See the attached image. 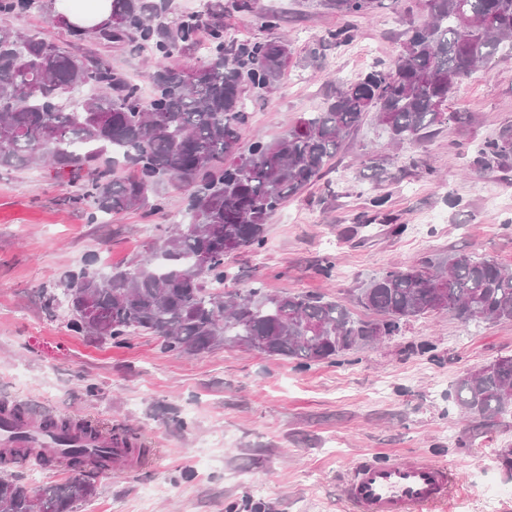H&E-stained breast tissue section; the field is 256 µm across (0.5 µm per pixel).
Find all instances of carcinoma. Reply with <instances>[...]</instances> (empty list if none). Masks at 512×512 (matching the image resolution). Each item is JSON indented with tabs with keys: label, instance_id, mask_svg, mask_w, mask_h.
Instances as JSON below:
<instances>
[{
	"label": "carcinoma",
	"instance_id": "carcinoma-1",
	"mask_svg": "<svg viewBox=\"0 0 512 512\" xmlns=\"http://www.w3.org/2000/svg\"><path fill=\"white\" fill-rule=\"evenodd\" d=\"M341 17L367 14L375 0H321ZM169 0H112L107 22L90 30L65 21L75 41L104 45L140 41L156 60L149 103L139 85L97 55L78 56L40 33L0 27V168L45 163L56 176L86 173L70 202L91 215L132 208L164 209L150 199L164 183L190 191V223L178 224L149 259L109 273L99 288H86L88 305L70 302L69 331L99 336L129 348L139 332L162 340L165 350L201 353L238 347L300 368L337 361L378 332L398 335L409 320L448 313L464 323L512 320V273L497 263L454 253L415 267L394 266L371 279L360 304L382 320L352 316L337 300L305 294H271L263 288L216 293L229 272L224 258L265 246L272 213L324 173L344 140L372 116L390 143L427 137L425 130L462 118L443 114L438 102L500 51H512V0H425L429 20L411 28L398 55L354 80L340 83L319 112L300 118L274 140L256 139L240 151L246 123L244 94L263 96L292 63L290 42L224 40V2L207 9L208 44L202 60L174 57L198 44L200 16L168 20ZM41 8L40 0H0V15ZM348 26L328 31L323 42L350 41ZM98 90L74 104L81 88ZM472 164L485 173L512 169V125L475 151ZM120 167L132 169L115 176ZM460 411L485 421L512 413V356L500 358L455 383ZM70 447L62 458L76 469L114 461L112 448H79L68 423H55ZM94 491L88 481L51 485L33 495L16 480L0 479V512H71L75 499Z\"/></svg>",
	"mask_w": 512,
	"mask_h": 512
}]
</instances>
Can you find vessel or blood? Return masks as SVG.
<instances>
[{"instance_id":"b4317fda","label":"vessel or blood","mask_w":512,"mask_h":512,"mask_svg":"<svg viewBox=\"0 0 512 512\" xmlns=\"http://www.w3.org/2000/svg\"><path fill=\"white\" fill-rule=\"evenodd\" d=\"M22 435L28 437L32 454L57 448L43 423H17L8 413H1L0 446L17 447ZM448 481L447 467L431 461L367 460L355 467L346 495L357 512H423L446 494Z\"/></svg>"}]
</instances>
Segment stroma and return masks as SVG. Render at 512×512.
Returning a JSON list of instances; mask_svg holds the SVG:
<instances>
[{
  "mask_svg": "<svg viewBox=\"0 0 512 512\" xmlns=\"http://www.w3.org/2000/svg\"><path fill=\"white\" fill-rule=\"evenodd\" d=\"M43 2L40 12L0 16V26L98 54L151 97L150 50L70 41L50 20L53 0ZM263 14L279 17L293 62L273 93L246 95L245 146L281 136L341 81L390 62L427 9L424 0H377L372 12L344 19L320 0H255L251 13L224 0L226 38L267 37ZM342 25L352 39L311 61L313 45ZM448 109L461 120L419 144L392 148L370 124L349 136L327 173L271 215L262 249L226 257L225 289L321 294L375 322L378 313L358 305V290L391 267L465 251L512 271V170L484 174L471 165L475 149L512 124V53L480 66ZM372 153L393 158L388 173L373 174ZM77 190L39 167L0 170V403L122 428L142 453L88 477L31 460L0 466V477L36 491L90 479L94 494L73 512H225L248 497L267 512H355L344 487L358 461L424 457L447 466L454 481L433 512H512V471L496 459L512 448V417L488 424L462 415L453 393L459 377L512 356V321L465 325L435 313L383 345L305 369L240 348L168 352L148 334L128 348L75 335L65 305L46 302L47 293L61 292L64 275L90 256L105 273L147 259L171 224L187 219V193L176 184L159 190L162 213L97 220L89 207L68 204ZM378 195L388 198L381 211L371 205ZM397 224L403 234H392Z\"/></svg>",
  "mask_w": 512,
  "mask_h": 512,
  "instance_id": "35a3bbf8",
  "label": "stroma"
}]
</instances>
